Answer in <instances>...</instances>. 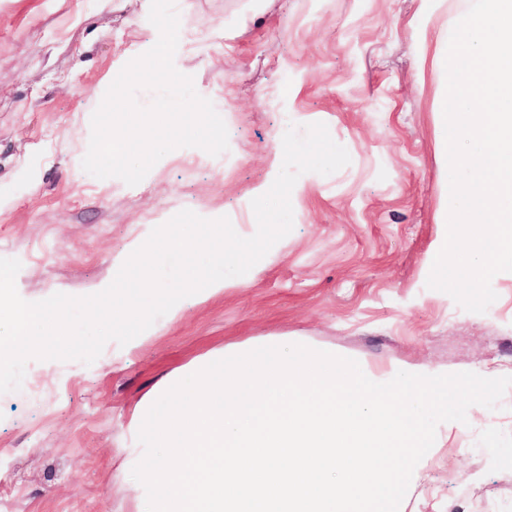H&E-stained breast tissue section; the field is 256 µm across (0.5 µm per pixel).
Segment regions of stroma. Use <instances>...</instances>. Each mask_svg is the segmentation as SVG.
<instances>
[{
  "mask_svg": "<svg viewBox=\"0 0 512 512\" xmlns=\"http://www.w3.org/2000/svg\"><path fill=\"white\" fill-rule=\"evenodd\" d=\"M151 0H0V257L29 298L87 295L144 225L188 209L256 231L249 194L290 125L326 124L351 162L302 174L293 229L229 289L161 322L137 349L92 363L32 359L36 390L0 394V512H134L120 450L133 406L224 346L288 335L357 361L512 376V272L482 314L427 288L447 233L436 123L447 44L472 0L426 19L421 0H176L173 61L228 130L217 156L178 148L137 185L81 165L91 115L135 45ZM406 512H512V388L497 408L438 429Z\"/></svg>",
  "mask_w": 512,
  "mask_h": 512,
  "instance_id": "obj_1",
  "label": "stroma"
}]
</instances>
